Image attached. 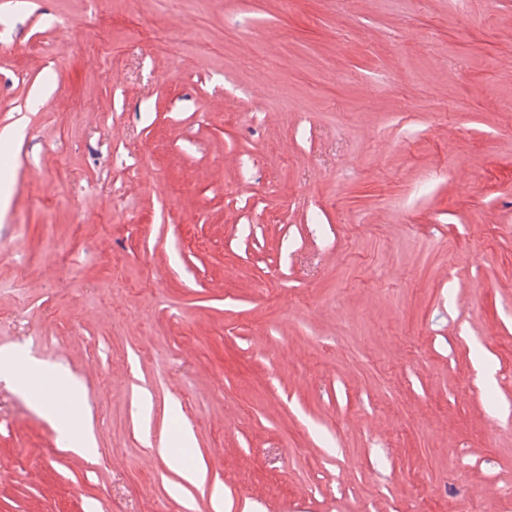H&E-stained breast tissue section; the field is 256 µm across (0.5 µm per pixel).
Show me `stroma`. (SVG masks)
<instances>
[{"mask_svg": "<svg viewBox=\"0 0 512 512\" xmlns=\"http://www.w3.org/2000/svg\"><path fill=\"white\" fill-rule=\"evenodd\" d=\"M0 196V512H512V0H0Z\"/></svg>", "mask_w": 512, "mask_h": 512, "instance_id": "35a3bbf8", "label": "stroma"}]
</instances>
